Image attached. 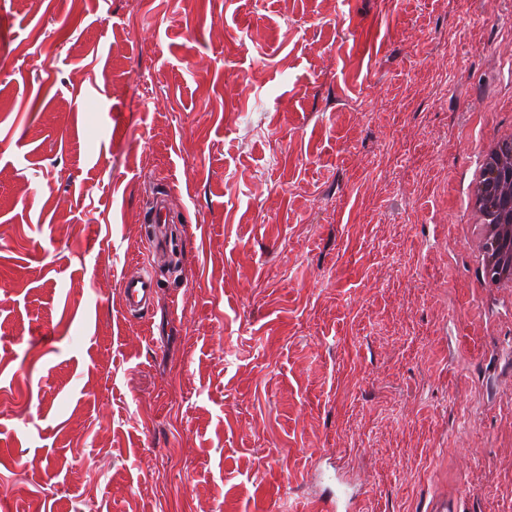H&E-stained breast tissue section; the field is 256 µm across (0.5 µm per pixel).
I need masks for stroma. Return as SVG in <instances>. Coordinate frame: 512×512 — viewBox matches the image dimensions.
I'll list each match as a JSON object with an SVG mask.
<instances>
[{"label":"stroma","instance_id":"35a3bbf8","mask_svg":"<svg viewBox=\"0 0 512 512\" xmlns=\"http://www.w3.org/2000/svg\"><path fill=\"white\" fill-rule=\"evenodd\" d=\"M1 55L0 512H314L323 456L357 512H512L463 221L512 0H0ZM119 287L126 312L130 315H138L152 304L159 285L151 269L147 267L135 274L127 271L122 273Z\"/></svg>","mask_w":512,"mask_h":512}]
</instances>
